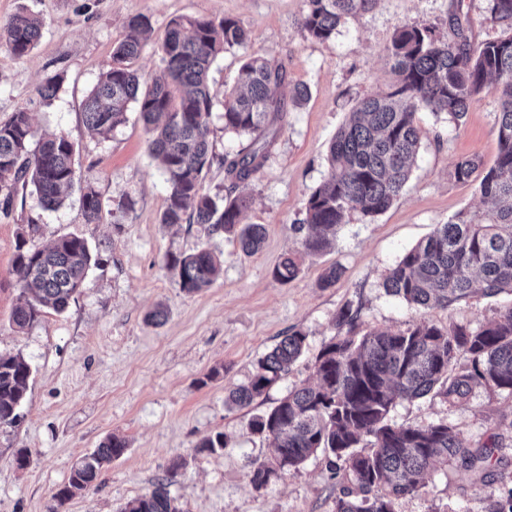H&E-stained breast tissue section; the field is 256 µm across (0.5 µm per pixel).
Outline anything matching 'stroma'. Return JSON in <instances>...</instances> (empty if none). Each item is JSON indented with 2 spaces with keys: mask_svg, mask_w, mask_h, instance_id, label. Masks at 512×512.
I'll return each instance as SVG.
<instances>
[{
  "mask_svg": "<svg viewBox=\"0 0 512 512\" xmlns=\"http://www.w3.org/2000/svg\"><path fill=\"white\" fill-rule=\"evenodd\" d=\"M24 8L40 15L44 27L28 57L0 46V120L25 108L36 128L67 135L76 149V182L55 211L44 210L28 191L9 202L0 196V353L23 354L31 366L21 418L0 430V512H50L75 463L113 434L126 439V453L73 496L66 512H120L175 462L181 469L171 494L181 512H334L339 485L323 455L268 486L251 483L252 464L272 461L274 452L248 422L313 382L316 357L335 335L336 314L346 303H360L364 331H396L420 321L478 329L512 303L506 294H476L445 309L418 310L382 287L388 270L436 225L486 211L477 182H456L452 169L462 156L493 164L497 95L474 98L460 125L444 113H420L417 163L392 206L372 219L350 213L332 247L304 258L295 279L279 282L273 269L300 248L292 226L327 173L329 144L348 112L391 83L387 48L395 30L425 23L444 33L458 10L479 43L512 23L492 20L488 0H378L321 42L300 26L305 0H0V26ZM137 15L152 25L133 63L148 85L162 75L157 48L173 20L232 16L248 32L246 48L225 50L210 69L214 160L204 188L213 196L250 197L244 221L266 229L258 252L245 254L232 236L209 233L202 224L162 223L168 190L136 111L109 137L88 134L83 101ZM248 54L286 68L280 96L290 97L298 84L308 86L310 96L269 128L263 168L237 183L224 157L250 150L253 140L225 132L222 112ZM57 75L56 97L43 106L38 90ZM87 186L102 201L97 224L84 219ZM69 234L87 241L96 265L66 311L44 309L32 326L17 329L12 313L23 295L12 267L19 237L40 248ZM202 248L217 258L220 272L208 288L189 294L167 257ZM334 264L342 267L341 278L321 287L324 270ZM159 305L166 320L156 326L146 316ZM291 331L306 335L307 348L288 375L250 407L227 410L226 388L248 383L258 359ZM393 417L413 426L448 421L470 446L503 435L505 459L487 484L454 466L435 469L417 494L396 502V512H487L490 500L512 487V394L477 386L454 405L430 394L398 402ZM219 432L222 450L198 452L200 441ZM21 449L30 454L23 469L15 463Z\"/></svg>",
  "mask_w": 512,
  "mask_h": 512,
  "instance_id": "obj_1",
  "label": "stroma"
}]
</instances>
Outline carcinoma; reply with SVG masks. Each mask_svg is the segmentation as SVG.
Returning a JSON list of instances; mask_svg holds the SVG:
<instances>
[{
  "mask_svg": "<svg viewBox=\"0 0 512 512\" xmlns=\"http://www.w3.org/2000/svg\"><path fill=\"white\" fill-rule=\"evenodd\" d=\"M378 0H305L302 29L328 41L350 17L369 12ZM492 18L512 21V0H489ZM43 19L27 10L0 28V44L18 58L36 47ZM151 31L143 15L131 18L83 103L90 134L107 137L127 120L135 105L149 149L160 159L168 187L163 224H207L237 239L246 254L257 252L265 238L261 224H244L250 200L228 193L212 196L203 181L213 162L209 136L213 96L212 64L227 48L244 47L249 35L232 17L180 18L171 22L159 48L165 80L141 88L130 61L143 49ZM395 81L388 91L362 98L349 113L329 147L328 171L293 225L301 252L284 258L273 270L278 281L295 278L301 256L323 252L352 212L370 219L385 212L409 179L421 146L417 114L445 112L461 124L473 98L494 92L498 153L482 168L475 157H461L453 167L458 182L479 174V191L493 208L483 215L460 214L439 224L423 242L409 249L387 273L385 293L407 305L446 309L479 291L486 296L512 293V32L474 43L460 13L448 17V35L428 24H405L388 46ZM287 81L281 65L249 57L238 73V90L224 98V131L238 137L260 136L266 124L282 117L288 104L278 89ZM74 144L63 133H40L30 112L20 109L0 121V194L11 198L19 181L31 185L40 205L59 209L74 183ZM265 145L224 158L227 173L245 182L263 167ZM89 224L102 220V203L89 187L82 195ZM93 258L87 242L63 236L43 248L27 247L20 237L13 274L33 298L18 306L13 322L24 329L51 307L67 309L81 288ZM180 287L191 294L209 287L219 263L207 250L172 255ZM359 309L348 303L336 315V335L316 357V382L288 393L277 405L252 418L250 429L274 444L275 457L250 472L257 487L299 468L312 455H328L334 476L349 477L340 488L335 512H395L396 501L418 492L425 476L452 463L473 480L494 476L502 458L499 442L464 445L446 421L428 425L397 423L392 412L400 400L433 392L450 404L465 399L474 385L512 394V305L480 329L435 323L403 330H359ZM306 349V336L293 331L259 359L249 382L229 388L226 404L244 409L288 374ZM465 363H460V360ZM31 368L20 355H0V429L14 426L26 397ZM127 441L108 437L71 470L68 483L55 494L51 512H63L74 492L95 483L104 464L121 457ZM178 466L155 488L129 502L122 512H181L170 496ZM487 512H512V488L490 500Z\"/></svg>",
  "mask_w": 512,
  "mask_h": 512,
  "instance_id": "carcinoma-1",
  "label": "carcinoma"
}]
</instances>
